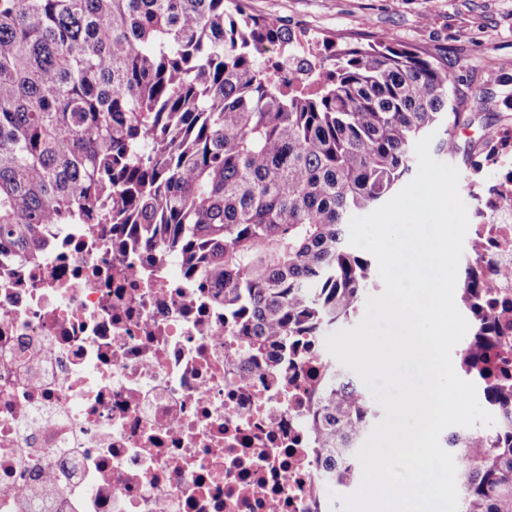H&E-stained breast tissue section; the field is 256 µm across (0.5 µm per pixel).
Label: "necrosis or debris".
Listing matches in <instances>:
<instances>
[{
    "label": "necrosis or debris",
    "mask_w": 512,
    "mask_h": 512,
    "mask_svg": "<svg viewBox=\"0 0 512 512\" xmlns=\"http://www.w3.org/2000/svg\"><path fill=\"white\" fill-rule=\"evenodd\" d=\"M500 311L486 367L512 373V209L470 225ZM63 224L0 264V512H330L309 426L321 354L272 385L213 291L172 256Z\"/></svg>",
    "instance_id": "4bbe7bcc"
}]
</instances>
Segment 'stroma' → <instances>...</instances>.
<instances>
[{"label":"stroma","instance_id":"35a3bbf8","mask_svg":"<svg viewBox=\"0 0 512 512\" xmlns=\"http://www.w3.org/2000/svg\"><path fill=\"white\" fill-rule=\"evenodd\" d=\"M251 14L285 21L292 29L337 44L405 43L439 52L450 88L471 125L457 128L460 149L479 144L500 123L512 97V0H247ZM495 108H487V101Z\"/></svg>","mask_w":512,"mask_h":512}]
</instances>
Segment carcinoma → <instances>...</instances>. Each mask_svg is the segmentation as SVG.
Here are the masks:
<instances>
[{"label": "carcinoma", "instance_id": "cac0c4a2", "mask_svg": "<svg viewBox=\"0 0 512 512\" xmlns=\"http://www.w3.org/2000/svg\"><path fill=\"white\" fill-rule=\"evenodd\" d=\"M293 37L244 0H0V260L41 257L54 224H110L119 247L170 252L215 289L255 355L355 316L375 261L349 244L350 216L403 183L430 133L457 155L468 116L438 55L398 43L321 40L318 87L296 89L280 59ZM499 146L488 129L467 186L496 168ZM473 197L479 213L511 203L512 170ZM480 262L476 244L461 368L495 424L450 433L448 448L461 512H512V380L483 368L495 311ZM325 362L308 425L322 479L349 489L376 411L359 379Z\"/></svg>", "mask_w": 512, "mask_h": 512}]
</instances>
